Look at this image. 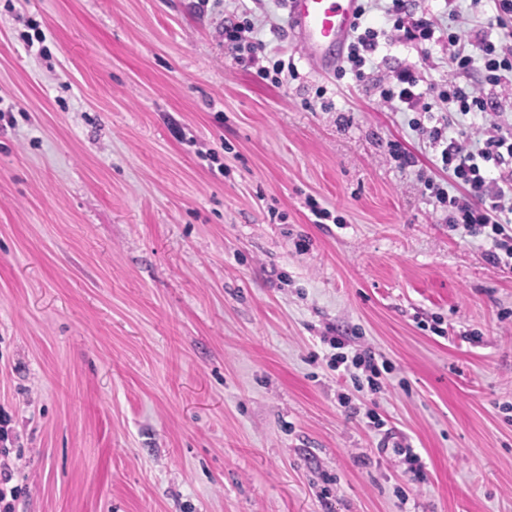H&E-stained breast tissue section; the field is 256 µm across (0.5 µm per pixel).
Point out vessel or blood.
Wrapping results in <instances>:
<instances>
[{"label": "vessel or blood", "instance_id": "vessel-or-blood-1", "mask_svg": "<svg viewBox=\"0 0 512 512\" xmlns=\"http://www.w3.org/2000/svg\"><path fill=\"white\" fill-rule=\"evenodd\" d=\"M360 0H288L289 24L311 69L334 73L352 36Z\"/></svg>", "mask_w": 512, "mask_h": 512}]
</instances>
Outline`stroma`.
Listing matches in <instances>:
<instances>
[{"label":"stroma","mask_w":512,"mask_h":512,"mask_svg":"<svg viewBox=\"0 0 512 512\" xmlns=\"http://www.w3.org/2000/svg\"><path fill=\"white\" fill-rule=\"evenodd\" d=\"M246 4L266 64L300 80L271 86L225 49L236 0H0L15 512H512V269L425 193L436 158L414 112L314 74L286 8ZM408 6L436 18L433 40L385 28L373 71L416 65L440 113L449 31L495 11ZM311 198L332 221L313 223ZM330 326L389 362L376 411L421 478L340 405Z\"/></svg>","instance_id":"obj_1"}]
</instances>
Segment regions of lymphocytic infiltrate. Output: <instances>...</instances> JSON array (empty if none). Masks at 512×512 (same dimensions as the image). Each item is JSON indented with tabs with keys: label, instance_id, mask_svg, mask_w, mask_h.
Returning <instances> with one entry per match:
<instances>
[{
	"label": "lymphocytic infiltrate",
	"instance_id": "obj_1",
	"mask_svg": "<svg viewBox=\"0 0 512 512\" xmlns=\"http://www.w3.org/2000/svg\"><path fill=\"white\" fill-rule=\"evenodd\" d=\"M386 20L409 42L433 40L437 28L434 19L413 18L406 0H391ZM224 40L239 62L255 67L257 76L280 86L283 75L298 79V72H287L285 61L273 66L262 64L263 46L256 36L251 19L230 24L224 28ZM448 44L454 49L452 68L442 95L446 102L456 104L461 115H473L475 130L482 134L478 145H471L463 132L454 130L448 119L438 118L436 125L427 127L415 122L414 127L425 135L432 145L441 176L421 174L420 180L432 198L446 209L448 222L463 234H485L490 248L488 260L496 265L512 267V136L500 135L499 126L488 103L476 86L465 78L473 68H480L485 84L512 91V45L506 39L492 40L487 29H476L471 40H461L456 32H449ZM380 102L406 111L418 108L425 93L413 66L405 65L390 77L376 81ZM459 184L461 194H450L448 183ZM330 348L327 365L341 371L359 395L377 392L382 371L378 355L372 347L351 344L349 337L331 336L326 340Z\"/></svg>",
	"mask_w": 512,
	"mask_h": 512
}]
</instances>
